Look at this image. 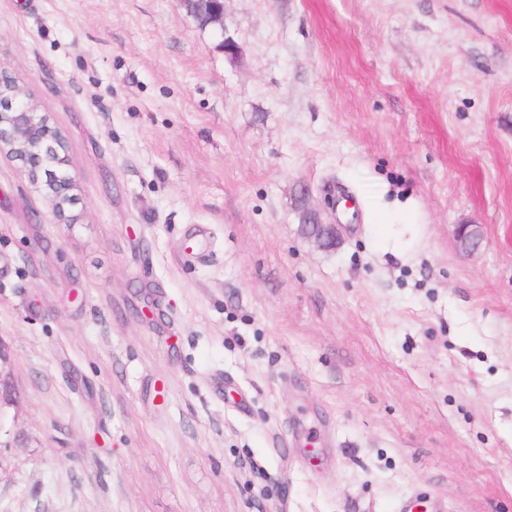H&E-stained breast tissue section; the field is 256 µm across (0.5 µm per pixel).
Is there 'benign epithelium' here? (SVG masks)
I'll return each mask as SVG.
<instances>
[{
	"label": "benign epithelium",
	"instance_id": "obj_1",
	"mask_svg": "<svg viewBox=\"0 0 512 512\" xmlns=\"http://www.w3.org/2000/svg\"><path fill=\"white\" fill-rule=\"evenodd\" d=\"M179 4L200 24L213 28L224 53L236 52L237 43L224 28V0H179ZM4 150L19 160L29 178L40 185L57 223H71L68 211L75 204V177L62 139L37 105L20 95L15 78L0 70V152ZM309 213L316 223L300 225L302 238L320 249L336 248L339 225L322 223L320 215L312 209ZM456 241L464 254L477 251L482 243L480 226L458 225Z\"/></svg>",
	"mask_w": 512,
	"mask_h": 512
}]
</instances>
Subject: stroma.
I'll use <instances>...</instances> for the list:
<instances>
[{"mask_svg": "<svg viewBox=\"0 0 512 512\" xmlns=\"http://www.w3.org/2000/svg\"><path fill=\"white\" fill-rule=\"evenodd\" d=\"M224 27L0 0L76 195L56 223L0 155V512H512V0ZM307 210L316 220V224L312 222L311 218L299 219L302 238L320 249H335L340 225L323 224L320 215L315 210L308 207ZM456 241L461 253H474L482 243L480 226L477 224H459L456 229Z\"/></svg>", "mask_w": 512, "mask_h": 512, "instance_id": "stroma-1", "label": "stroma"}]
</instances>
